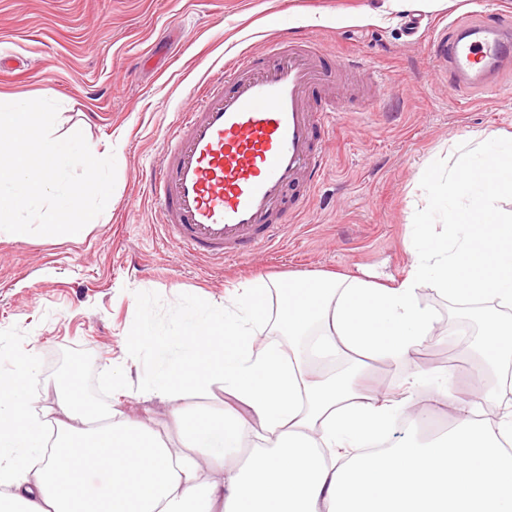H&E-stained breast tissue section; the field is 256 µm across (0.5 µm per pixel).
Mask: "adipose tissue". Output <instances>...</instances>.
<instances>
[{
	"label": "adipose tissue",
	"mask_w": 512,
	"mask_h": 512,
	"mask_svg": "<svg viewBox=\"0 0 512 512\" xmlns=\"http://www.w3.org/2000/svg\"><path fill=\"white\" fill-rule=\"evenodd\" d=\"M449 170L429 168L433 210L412 236L408 277L384 287L361 278L306 276L288 282L278 318L287 346L256 344L269 285H247L223 309L199 306L175 332L151 338L155 367L147 396L165 402L186 445L170 447L146 424L109 407H82L59 390L56 407L29 392L33 358L0 373V512H512V134L482 133ZM446 225L444 238L426 225ZM432 282L449 302H481V340L468 399L454 378L416 367L388 393L362 389L365 362L408 361L431 339L437 318L418 300ZM313 352L346 351L341 372L310 373ZM221 382L232 404L204 411L190 391ZM453 403L456 424L430 446L389 445L398 419L421 412L415 392ZM57 433H50V426ZM383 450L369 454V447ZM216 480H199L200 467Z\"/></svg>",
	"instance_id": "1"
}]
</instances>
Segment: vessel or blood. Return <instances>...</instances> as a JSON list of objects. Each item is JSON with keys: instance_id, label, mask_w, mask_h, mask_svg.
I'll list each match as a JSON object with an SVG mask.
<instances>
[{"instance_id": "b4317fda", "label": "vessel or blood", "mask_w": 512, "mask_h": 512, "mask_svg": "<svg viewBox=\"0 0 512 512\" xmlns=\"http://www.w3.org/2000/svg\"><path fill=\"white\" fill-rule=\"evenodd\" d=\"M432 56L461 93H495L512 71V18L459 16L435 29ZM317 52L283 38L261 57L238 56L210 78L191 111L179 114L150 174V194L166 240L211 261L247 257L282 233L274 210L299 183L315 187L328 163L324 140L336 102L307 101L325 82Z\"/></svg>"}]
</instances>
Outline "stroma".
<instances>
[{
  "label": "stroma",
  "mask_w": 512,
  "mask_h": 512,
  "mask_svg": "<svg viewBox=\"0 0 512 512\" xmlns=\"http://www.w3.org/2000/svg\"><path fill=\"white\" fill-rule=\"evenodd\" d=\"M483 9L512 13V0H449L414 11L385 0H0V55L16 62L0 73V101H56L54 136L82 131L117 163L113 194L81 236L0 231V371L35 354L30 393L48 407L59 352L83 354L84 399L162 431L175 448L166 404L143 393L154 361L149 345L132 348L137 328L169 335L194 305L223 308L256 278L282 284L332 273L398 285L411 264L404 242L429 205L419 173L453 165L454 143L469 134L512 133V73L496 96L459 97L433 69L429 31L409 34L408 20L418 13L435 24ZM282 34L311 41L342 105L326 175L270 251L220 263L184 254L153 225L145 177L193 90ZM351 55L364 62L359 72L339 64ZM418 298L438 318L430 348L390 372L372 363L367 387L402 383L418 363L450 364L467 398L458 351L479 339L473 307L449 302L429 283Z\"/></svg>",
  "instance_id": "1"
}]
</instances>
